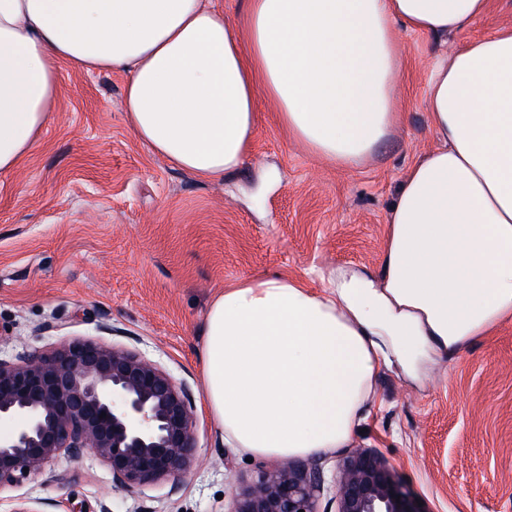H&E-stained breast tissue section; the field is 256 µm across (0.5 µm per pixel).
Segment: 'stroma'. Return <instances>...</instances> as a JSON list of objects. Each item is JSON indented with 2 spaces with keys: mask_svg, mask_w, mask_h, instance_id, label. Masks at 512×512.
I'll return each instance as SVG.
<instances>
[{
  "mask_svg": "<svg viewBox=\"0 0 512 512\" xmlns=\"http://www.w3.org/2000/svg\"><path fill=\"white\" fill-rule=\"evenodd\" d=\"M512 25L487 0L466 30L401 33V122L359 165L316 159L261 103L252 152L219 182L153 154L122 111L126 76L60 64L52 117L18 170L0 175V353L96 338L185 381L198 420L180 488H113L92 453L62 456L21 489L48 512H230L260 458L228 448L203 403L201 330L210 300L240 279L288 276L314 292L338 274H378L386 216L410 166L437 142L425 109L435 57ZM351 445L381 453L425 512H512V322L418 376L383 369Z\"/></svg>",
  "mask_w": 512,
  "mask_h": 512,
  "instance_id": "35a3bbf8",
  "label": "stroma"
}]
</instances>
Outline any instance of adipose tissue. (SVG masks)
<instances>
[{
    "mask_svg": "<svg viewBox=\"0 0 512 512\" xmlns=\"http://www.w3.org/2000/svg\"><path fill=\"white\" fill-rule=\"evenodd\" d=\"M486 0H0V174L47 124L59 65L124 72V116L172 165L219 181L242 167L260 99L339 166L369 158L401 114L399 31L447 36ZM438 139L399 184L381 277L322 294L280 276L225 286L203 323L205 405L225 443L288 459L347 447L382 368L416 372L512 320V25L439 58Z\"/></svg>",
    "mask_w": 512,
    "mask_h": 512,
    "instance_id": "ef3b65f1",
    "label": "adipose tissue"
}]
</instances>
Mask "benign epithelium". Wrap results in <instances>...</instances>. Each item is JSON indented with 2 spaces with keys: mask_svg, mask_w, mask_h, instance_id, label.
Masks as SVG:
<instances>
[{
  "mask_svg": "<svg viewBox=\"0 0 512 512\" xmlns=\"http://www.w3.org/2000/svg\"><path fill=\"white\" fill-rule=\"evenodd\" d=\"M2 421L12 427L0 434V492L22 487L62 455L86 451L105 463L116 489L159 480L177 489L198 443L186 383L137 351L93 339L0 357ZM328 490L336 512H424L389 463L369 449L348 452L330 480L293 459L262 466L233 512H317ZM8 502L7 512H43L40 498Z\"/></svg>",
  "mask_w": 512,
  "mask_h": 512,
  "instance_id": "obj_1",
  "label": "benign epithelium"
}]
</instances>
